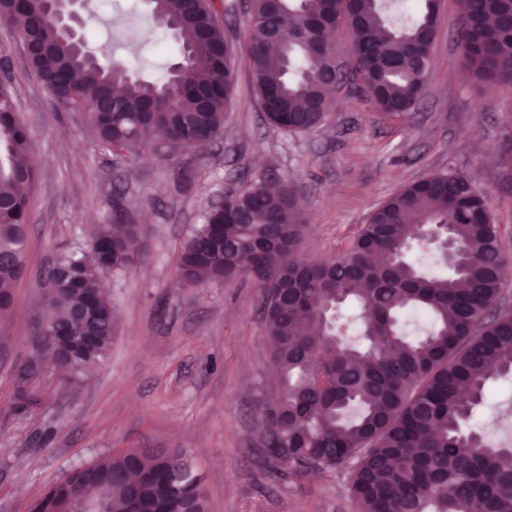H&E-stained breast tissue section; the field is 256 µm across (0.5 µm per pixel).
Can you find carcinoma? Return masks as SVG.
I'll use <instances>...</instances> for the list:
<instances>
[{
  "label": "carcinoma",
  "instance_id": "obj_1",
  "mask_svg": "<svg viewBox=\"0 0 512 512\" xmlns=\"http://www.w3.org/2000/svg\"><path fill=\"white\" fill-rule=\"evenodd\" d=\"M249 0L248 63L258 101L274 127L300 132L319 126L333 83L325 71L334 49L325 31L339 23L355 31L351 78L362 81L374 106L402 116L423 94L432 66L439 0ZM478 27L459 33L467 69L491 85L512 83V0H458ZM171 23L184 79L150 83L90 62L50 18L40 0H0V24L32 36V62L50 100L88 115L102 142L133 151L162 152L191 143L208 147L224 126L237 87L236 46L217 19L213 0H154ZM288 33V45L272 39ZM276 47L277 62L268 61ZM80 73L83 80L74 75ZM30 135L16 110L12 76H0V318L11 311L14 288L26 268L29 193L37 173L28 162ZM301 202L284 184L263 182L224 194L184 241L178 271L200 286L255 280L263 293L288 290V302L264 304L265 332L280 393L260 421L280 449L288 471L347 470L360 512H512V448L488 442L472 424V409L491 380L512 372V308L502 302L504 255L489 194L458 171L406 185L369 215L351 244L332 260L310 259L293 272L289 252L303 235ZM421 224L448 228L464 253L460 272L429 269L433 245L417 242ZM139 226L118 208L90 251L59 256L69 272L44 312L69 337L70 351L51 357L73 380L106 358L112 345L110 275L131 266ZM420 255L407 259V245ZM92 302L85 325L71 310ZM358 310L360 338L336 335V306ZM419 311L429 328L408 334L402 316ZM97 342L81 344L83 329ZM42 369L31 355L16 371L14 395L27 401ZM146 476L138 486L125 475ZM202 474L186 453L159 461L132 448L79 465L57 480L27 512H60L88 491L108 512L150 509L207 512Z\"/></svg>",
  "mask_w": 512,
  "mask_h": 512
}]
</instances>
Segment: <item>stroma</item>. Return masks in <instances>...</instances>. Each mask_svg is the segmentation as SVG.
Here are the masks:
<instances>
[{
    "label": "stroma",
    "instance_id": "stroma-1",
    "mask_svg": "<svg viewBox=\"0 0 512 512\" xmlns=\"http://www.w3.org/2000/svg\"><path fill=\"white\" fill-rule=\"evenodd\" d=\"M88 10L90 51L114 54L141 79H166L179 56L143 0H88ZM459 25L456 0H442L434 65L406 115L378 111L349 84L320 127L284 132L267 121L243 63L223 134L208 150L167 155L101 143L86 113L50 101L23 44L0 25V56L37 170L26 273L0 319V512H26L74 466L129 448L186 452L204 476L208 512H359L346 472L294 475L266 460L259 404L274 370L260 288L186 286L178 256L211 202L245 182L288 183L302 203L300 255L329 260L404 186L448 170L488 192L512 256V85L474 80L462 65ZM118 204L139 224L147 259L108 282L112 348L77 384L47 367L32 402L18 408L12 380L36 341L44 273L60 253L87 249L88 224L111 223ZM511 406L507 375L488 384L473 421L486 428Z\"/></svg>",
    "mask_w": 512,
    "mask_h": 512
}]
</instances>
